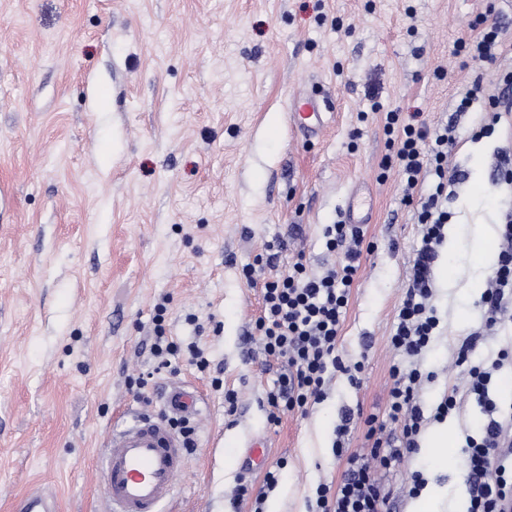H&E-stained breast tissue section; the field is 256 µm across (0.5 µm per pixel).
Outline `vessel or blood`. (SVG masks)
<instances>
[{"label":"vessel or blood","instance_id":"1","mask_svg":"<svg viewBox=\"0 0 512 512\" xmlns=\"http://www.w3.org/2000/svg\"><path fill=\"white\" fill-rule=\"evenodd\" d=\"M292 127L315 134L325 124L319 101L312 96L295 99L289 114ZM166 407L170 413L200 415L197 393L177 386L170 390ZM186 462L185 446L166 419L137 417L113 432L99 457L103 494L110 512H164L170 501L175 476ZM13 512H58L56 496L30 491L16 498Z\"/></svg>","mask_w":512,"mask_h":512}]
</instances>
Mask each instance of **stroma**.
<instances>
[{"label":"stroma","instance_id":"35a3bbf8","mask_svg":"<svg viewBox=\"0 0 512 512\" xmlns=\"http://www.w3.org/2000/svg\"><path fill=\"white\" fill-rule=\"evenodd\" d=\"M488 9L512 39V0H0V512L32 489L55 494L61 512H107L98 454L175 386L203 404L172 512H251L231 503L237 477L261 484L280 460L279 512H307L317 485L339 480L334 430L354 411L349 446L363 451L364 415L387 407L399 359L390 338L422 244L399 172H380L391 110L454 126L445 231L456 246L439 248V325L417 363L424 431L453 388L457 449L479 435L487 415L468 392L469 366L512 347V303L487 327L483 293L467 287L469 244L484 227L501 239L512 188L496 174L512 157V126L476 138L488 114L456 103L474 82L494 89L512 60L477 69L453 50ZM309 93L329 110L312 137L288 124L293 99ZM352 205L373 249L338 352L364 369L271 425L259 401L285 364L248 337L263 282L300 257L316 274L331 266L324 229ZM260 254L272 266L246 278ZM159 303L167 336L196 345L209 369L184 352L158 368ZM469 337L471 362L457 364ZM142 372L152 375L144 400L128 386ZM418 473L443 492L433 512H467L465 470L438 467L421 447L382 477L390 512H414Z\"/></svg>","mask_w":512,"mask_h":512}]
</instances>
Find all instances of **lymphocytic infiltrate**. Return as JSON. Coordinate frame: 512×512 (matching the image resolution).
<instances>
[{
	"label": "lymphocytic infiltrate",
	"mask_w": 512,
	"mask_h": 512,
	"mask_svg": "<svg viewBox=\"0 0 512 512\" xmlns=\"http://www.w3.org/2000/svg\"><path fill=\"white\" fill-rule=\"evenodd\" d=\"M468 60L479 67L505 57L507 42L502 28L485 23L467 40L461 41ZM483 100L491 112L492 123L483 125L481 134L494 129V121L512 110V70L505 72L495 93L486 95L481 84H473L461 96L458 111H470L476 100ZM389 152L383 169H397L402 176L406 200L416 203L415 218L423 229L422 245L413 260L411 276L397 315L390 343L401 360L391 367L394 384L390 390L385 416L368 415L367 435L373 443L365 453L350 452L347 446L349 415H342L335 430L333 450L346 459L347 469L338 485H318L314 512H383L388 494L378 481L379 470L387 469L415 451L425 420L418 401L423 375L416 357L428 347L438 326L429 300L432 296L433 268L438 247L451 214L448 210V149L455 138L452 127L434 128L426 121L402 117L400 112L386 114L384 126ZM329 251L344 249L345 258L321 274L308 272L303 262H295L287 273L267 278L262 286L261 311L254 331L265 354L286 360L288 370L279 374L265 393L268 420L279 423L283 414L306 412L310 402L320 400L335 373H348L337 350L351 287L360 267L365 235L357 224H330L324 231ZM505 242L498 264L483 300L487 320L496 324L497 310L506 297H512V218L502 233ZM469 391L484 400L488 420L479 438L467 441L466 468L469 476L467 512H505L512 502V465L502 455L512 433L496 419L497 406L487 399L492 374L477 365H469ZM400 425L402 445L384 444L381 434L387 424Z\"/></svg>",
	"instance_id": "1"
}]
</instances>
